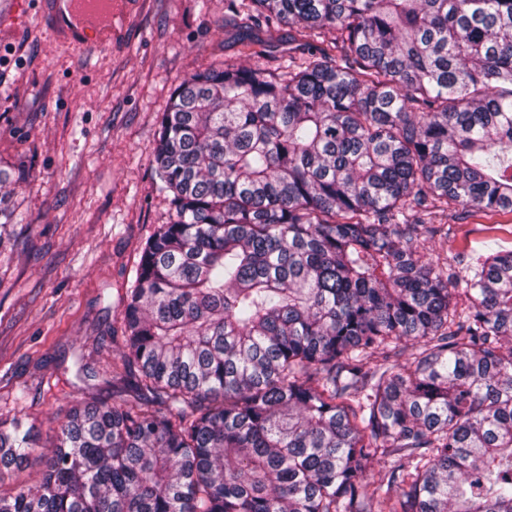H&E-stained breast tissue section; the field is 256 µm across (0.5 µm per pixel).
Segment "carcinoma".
<instances>
[{
  "instance_id": "cac0c4a2",
  "label": "carcinoma",
  "mask_w": 512,
  "mask_h": 512,
  "mask_svg": "<svg viewBox=\"0 0 512 512\" xmlns=\"http://www.w3.org/2000/svg\"><path fill=\"white\" fill-rule=\"evenodd\" d=\"M231 2L332 37L175 88L136 391L59 420L0 512H512V249L419 251L512 212V0ZM36 445L1 419L0 479Z\"/></svg>"
}]
</instances>
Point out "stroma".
<instances>
[{"label": "stroma", "mask_w": 512, "mask_h": 512, "mask_svg": "<svg viewBox=\"0 0 512 512\" xmlns=\"http://www.w3.org/2000/svg\"><path fill=\"white\" fill-rule=\"evenodd\" d=\"M294 32L249 23L228 0H114L112 44L91 50L61 43L32 10L0 25V164L27 174L12 194L24 221L0 241V417L39 438L0 490L39 480L72 407L128 395L112 366L141 248L168 219L153 159L172 90L239 61L242 40L278 52ZM499 247L512 249V213L449 217V256Z\"/></svg>", "instance_id": "stroma-1"}]
</instances>
